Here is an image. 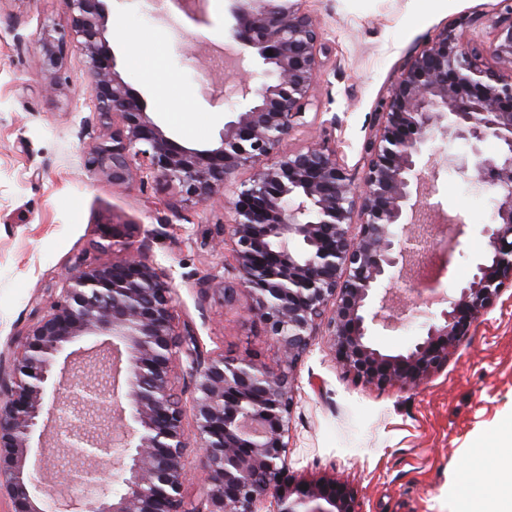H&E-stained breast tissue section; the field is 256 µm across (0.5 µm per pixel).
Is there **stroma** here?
<instances>
[{"label":"stroma","instance_id":"obj_1","mask_svg":"<svg viewBox=\"0 0 512 512\" xmlns=\"http://www.w3.org/2000/svg\"><path fill=\"white\" fill-rule=\"evenodd\" d=\"M105 7L116 69L145 97L150 116L182 145L216 143L232 110L221 95L224 72L209 61L213 45L224 40V0H207L201 17L169 9L165 22L143 0H105ZM304 7L331 51L304 124L285 147L325 140V120L337 118L330 135L336 158L357 182L367 167L362 146L374 132L375 108L408 60L462 15L504 9L500 0H306ZM60 15V0H0V368L10 369L17 335L33 324L36 305H49L50 289L75 258L115 262L94 243L110 225L128 224L143 259L172 274L179 331H192L203 354L279 369L281 354L248 314L246 293L224 301L225 286L238 274L230 246L216 243L218 227L233 219L223 201L174 212L172 191L154 179L115 187L88 171V145L107 129L89 103L85 56L70 44L57 80L38 66V25ZM150 59L160 62L154 78L144 66ZM431 198L467 224L439 283L450 293L471 278L488 248L482 229L493 220L494 193L444 170ZM440 310L419 305L413 320L374 326L371 342L385 354L405 352ZM294 386L293 479L343 484L359 512H459L469 482L496 490L492 476L504 451L492 436L512 421V287L420 387L380 389L353 380L323 336L303 357Z\"/></svg>","mask_w":512,"mask_h":512}]
</instances>
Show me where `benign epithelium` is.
Masks as SVG:
<instances>
[{"label": "benign epithelium", "instance_id": "benign-epithelium-1", "mask_svg": "<svg viewBox=\"0 0 512 512\" xmlns=\"http://www.w3.org/2000/svg\"><path fill=\"white\" fill-rule=\"evenodd\" d=\"M303 0H228L224 38L238 44L240 78L231 89L239 101L212 148H188L168 136L148 115L143 95L116 70L106 38L103 0H60L64 25L43 26L40 66L52 74L69 42L80 45L92 77L91 99L112 133L94 140L88 170L114 187L145 172L175 191L180 204L224 198V187L245 167L255 168L228 202L233 221L221 228L238 262V284L283 357L275 372L251 358L204 356L193 335L174 324L173 277L144 261L126 224L96 242L102 252H122L107 265L77 259L62 287L25 332L10 372L0 369V496L12 512H357L347 491L286 480L288 419L294 404L293 372L317 336L327 337L335 357L353 377L378 387H419L441 369L470 325L512 284V75L482 64L485 55L512 71V0L495 19L472 13L462 27L486 23L492 39L466 45L452 29L437 33L412 57L374 114L377 126L363 150L368 165L357 186L325 142L295 152L284 142L301 125L313 97L324 43ZM261 69L264 81L248 77ZM459 140L470 159L449 162L464 179L489 180L494 221L485 225L488 251L472 277L446 299L448 307L426 324L406 352L373 348L370 326H389L393 316L380 291L397 268L418 252L421 240L406 233L407 216L426 210L419 184L433 156L432 144ZM499 145L485 155L481 144ZM448 233L427 241L439 272L452 265L464 234L462 219L446 216ZM358 226L356 236L350 227ZM438 279L414 277L419 297ZM104 336L112 358L74 388L66 368H57L70 346ZM190 361L196 378L192 409L205 470V495L185 493V408L170 381L169 367ZM124 375L133 431L125 416L97 413ZM58 378L51 416L70 448L67 482L45 479L56 468L43 454L31 458L32 441L44 426L45 388ZM105 459L121 471L123 489L97 479L87 460Z\"/></svg>", "mask_w": 512, "mask_h": 512}]
</instances>
